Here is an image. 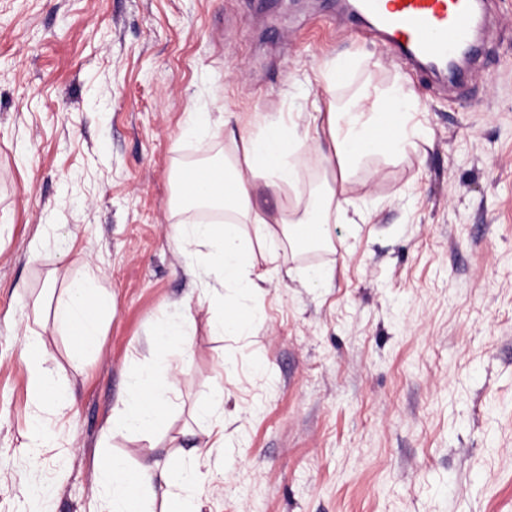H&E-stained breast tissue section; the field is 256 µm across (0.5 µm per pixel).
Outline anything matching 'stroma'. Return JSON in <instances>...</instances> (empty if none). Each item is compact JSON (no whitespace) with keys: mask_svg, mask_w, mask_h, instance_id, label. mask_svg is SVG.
<instances>
[{"mask_svg":"<svg viewBox=\"0 0 512 512\" xmlns=\"http://www.w3.org/2000/svg\"><path fill=\"white\" fill-rule=\"evenodd\" d=\"M485 39L460 92L354 34L343 0H0V512H97L105 450L193 458L200 512H512V0H493ZM397 87L420 137L342 183L365 222L307 258L280 241L278 269L256 262L247 334L215 333L171 239L176 167L232 161L225 113L308 142L317 98L343 112ZM195 112L209 133L186 135ZM325 169L308 154L295 191L254 202L278 214ZM89 264L111 308L77 369L34 300ZM313 267L332 275L309 288ZM182 313L191 360L167 431L112 435L131 375L178 364L152 338ZM27 334L73 393L64 418L40 412L39 448ZM218 392L220 439L197 419Z\"/></svg>","mask_w":512,"mask_h":512,"instance_id":"stroma-1","label":"stroma"}]
</instances>
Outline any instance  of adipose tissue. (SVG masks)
<instances>
[{"mask_svg":"<svg viewBox=\"0 0 512 512\" xmlns=\"http://www.w3.org/2000/svg\"><path fill=\"white\" fill-rule=\"evenodd\" d=\"M401 96L390 91L382 103L359 101L350 110L338 111L335 101H327L318 113L326 135L314 139L313 146L323 158H338L342 170L353 168L363 157L380 152H405L419 136L411 125L409 111L401 110ZM224 134L235 148V158L224 168L220 180L197 186L183 175H176V209L193 207L223 212L217 222L180 221L172 227V237L188 264L186 271L206 289L203 296L212 310V326L220 334L241 336L261 303L264 274L254 265L255 249H263L268 263H277L279 254L270 232L268 215L254 207L252 195L264 185L275 195L294 187L304 159L303 142L289 137L277 122L252 134L225 124ZM347 207L326 186L316 203H304L293 211H281L279 222L284 236L298 250L326 246L333 239L332 225L347 220ZM222 285V292L210 291V282ZM234 288L238 297L226 296ZM107 297L96 269L71 280L55 298L53 325L63 336L75 337L69 360L82 367L99 350L103 336L102 312ZM46 348L33 340L24 341L23 362L28 389L35 405L51 404L55 414H64L71 401L43 366ZM173 384L157 367L138 369L130 378L119 406L112 411V430L116 433L149 435L162 427L170 411ZM104 497L102 512H156L148 492L155 484L170 487L171 494L158 512H199L197 492L203 475L192 462L181 459L165 464L144 460L130 464L117 455L100 460Z\"/></svg>","mask_w":512,"mask_h":512,"instance_id":"obj_1","label":"adipose tissue"}]
</instances>
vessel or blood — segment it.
<instances>
[{
    "label": "vessel or blood",
    "mask_w": 512,
    "mask_h": 512,
    "mask_svg": "<svg viewBox=\"0 0 512 512\" xmlns=\"http://www.w3.org/2000/svg\"><path fill=\"white\" fill-rule=\"evenodd\" d=\"M358 14L402 57L429 68L479 53L483 0H361Z\"/></svg>",
    "instance_id": "vessel-or-blood-1"
}]
</instances>
